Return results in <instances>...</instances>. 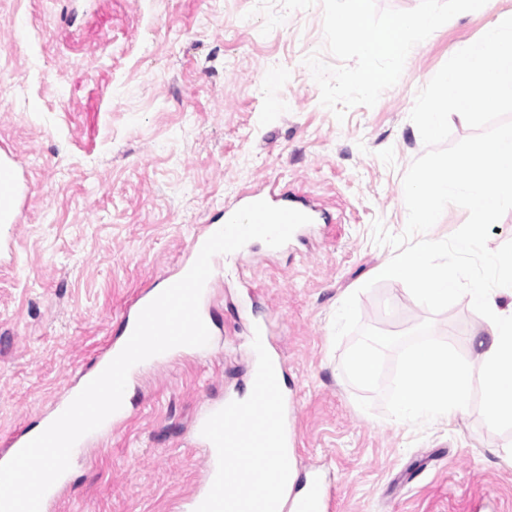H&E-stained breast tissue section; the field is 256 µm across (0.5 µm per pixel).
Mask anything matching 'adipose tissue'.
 <instances>
[{
  "mask_svg": "<svg viewBox=\"0 0 512 512\" xmlns=\"http://www.w3.org/2000/svg\"><path fill=\"white\" fill-rule=\"evenodd\" d=\"M499 272L498 288L489 291L472 284L460 289L485 311L484 330L488 336L480 343L477 359L486 391V402L492 411L493 422L512 427V254L495 261ZM378 276L402 280L410 284L411 294L418 302L428 305L448 300V273L434 265L427 250L416 249L399 262L381 266Z\"/></svg>",
  "mask_w": 512,
  "mask_h": 512,
  "instance_id": "adipose-tissue-1",
  "label": "adipose tissue"
}]
</instances>
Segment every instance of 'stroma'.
<instances>
[{
	"mask_svg": "<svg viewBox=\"0 0 512 512\" xmlns=\"http://www.w3.org/2000/svg\"><path fill=\"white\" fill-rule=\"evenodd\" d=\"M503 13L512 0L452 18L375 106L340 122L303 63L316 51L336 62L321 0H0V155L24 188L0 234V448L39 424L236 192L270 182L325 209L307 242L258 243L246 264L218 268L212 351L141 371L127 420L74 463L51 512H177L204 477L198 412L250 387L256 321L272 326L297 460L324 471L331 512H512V428L493 424L481 376L452 426L403 429L382 402L359 408L341 369L353 339L332 340L356 291L364 325L403 334L432 321L476 364L483 311L375 282L395 250L375 244L373 224L405 228L403 176L425 151L409 118L418 91Z\"/></svg>",
	"mask_w": 512,
	"mask_h": 512,
	"instance_id": "stroma-1",
	"label": "stroma"
}]
</instances>
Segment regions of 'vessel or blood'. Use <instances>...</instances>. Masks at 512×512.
Masks as SVG:
<instances>
[{"label":"vessel or blood","mask_w":512,"mask_h":512,"mask_svg":"<svg viewBox=\"0 0 512 512\" xmlns=\"http://www.w3.org/2000/svg\"><path fill=\"white\" fill-rule=\"evenodd\" d=\"M23 187L16 160L0 156V199L9 202L7 221H15L16 205ZM264 200L271 205L288 207L320 220L323 212L307 203L297 193L276 188L241 193L225 204L217 221L204 226L189 246V258L168 276L175 283L185 275L197 259L204 242L220 227L222 221L247 204ZM159 294L148 287L131 302L124 315L121 335L98 355L71 383L66 385V399L51 411L59 416L84 386L98 376L120 353L132 334L141 310ZM256 345L262 355L251 374L252 397L242 402L234 398L210 406L198 420L196 432L205 448L206 468L201 488L181 505V512H329L331 496L320 474L308 479L298 475L297 457L293 452L295 438L288 432V417L293 411L280 385L283 369L281 357L270 350V326L257 322L252 326ZM265 475L263 495H255L256 475Z\"/></svg>","instance_id":"vessel-or-blood-1"}]
</instances>
